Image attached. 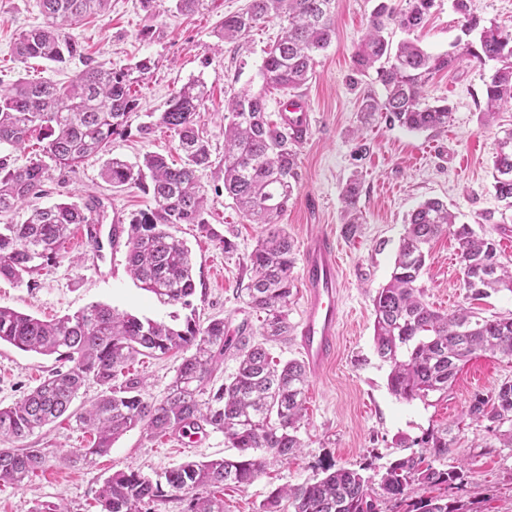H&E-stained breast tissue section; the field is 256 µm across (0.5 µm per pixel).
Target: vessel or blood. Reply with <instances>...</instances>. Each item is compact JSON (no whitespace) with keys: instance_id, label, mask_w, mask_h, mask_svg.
<instances>
[{"instance_id":"1","label":"vessel or blood","mask_w":512,"mask_h":512,"mask_svg":"<svg viewBox=\"0 0 512 512\" xmlns=\"http://www.w3.org/2000/svg\"><path fill=\"white\" fill-rule=\"evenodd\" d=\"M340 256L334 235L312 238L304 252L301 279L304 310L298 325V344L309 369L319 371L334 355L342 320L338 273Z\"/></svg>"}]
</instances>
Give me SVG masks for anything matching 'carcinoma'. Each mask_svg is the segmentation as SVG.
Here are the masks:
<instances>
[{"label": "carcinoma", "instance_id": "carcinoma-1", "mask_svg": "<svg viewBox=\"0 0 512 512\" xmlns=\"http://www.w3.org/2000/svg\"><path fill=\"white\" fill-rule=\"evenodd\" d=\"M434 0H378L353 55L358 71L376 68L384 96H362L360 121L366 125L381 116L409 131H445L447 102L425 104L423 89L429 76L453 68L463 57L480 65L498 66L484 80V122L512 104V30L494 22L484 24L470 0H455L461 30L479 31L476 42L454 45L434 55L405 40L397 49L387 37L389 26L412 32L424 23ZM333 0H250L249 6L224 17L216 36L220 41L242 40L272 16L287 18L285 35L266 52L263 81L279 90H295L313 75L315 55L329 47L335 35ZM109 0H41L45 26L22 32L14 42L15 58L25 63L42 59L62 64L82 55L70 29L81 20L106 11ZM211 0H175V9L203 13ZM154 63L145 58L129 68L113 69L102 63L86 64L77 80L58 85L49 80H21L8 89L0 86V146L15 149L31 138L42 143L43 156L73 168L90 156H103L102 177L114 188L151 181L155 208L134 219L127 233V265L139 288L164 304L192 307L196 291L191 251L170 234L169 224H194L208 235L205 197L200 174L212 166V150L200 135L197 117L209 98L205 83L194 80L173 94L168 108L158 113L177 142L181 164L158 153H146L131 165L108 156L112 136L126 126L137 108L133 86L149 78ZM224 193L261 235L250 254L252 271L246 287L247 305L264 314L259 333L232 338L224 319L203 326L190 312L179 326L118 313L111 306L93 303L73 315L46 321L8 307H0V343L43 355H59L70 363L44 379L35 389L6 408H0V441H22L38 428L60 418L86 382L101 392L82 411H70L76 422L92 428L96 439L78 456L91 462L112 448V441L141 426L152 436L184 433L208 426L224 434L237 450L230 457L188 460L164 472L160 479L135 470L109 476L98 490L101 512H142V506L165 500L166 493L187 500L186 512H224V501L204 490L226 485L252 484L270 462L294 456L303 442L298 436L306 416L305 363L283 364L271 357L269 343L288 337V307L293 294L296 250L280 224L300 183L297 144L300 136L272 124L266 97L243 91L225 105ZM494 189L498 199L512 207V132L499 143L494 159ZM47 166L32 159L22 166L0 161V213H7L37 194L46 180ZM360 183L351 177L342 194L345 232L354 235L362 224L358 207ZM100 205L61 200L35 207L22 224H0V277L22 281L56 261L71 226L99 221ZM452 234L463 286L469 297L490 293L512 294V268L499 260L494 240L478 236L468 224L437 200L420 204L410 215L395 256L389 281L373 297L374 346L391 366L388 387L406 401L448 392L460 364L476 352L512 359V317L488 318L467 307L448 313L433 310L421 298L418 280L426 269L431 242ZM183 353L177 374L160 400L143 397L146 383L125 377V367L139 355ZM231 352L238 366L215 387L212 376ZM469 419L486 423L500 447L512 448V380L491 394L476 395L468 405ZM450 428L431 429L400 446H420L421 452L395 458L381 474L378 489L373 477L361 470L323 467V476L273 493L263 512H280L283 499L293 512H381V502L403 500L421 492L411 512H459L447 492L462 479L465 460L448 468L434 463L448 457ZM46 464L42 448H1L0 484L23 489Z\"/></svg>", "mask_w": 512, "mask_h": 512}]
</instances>
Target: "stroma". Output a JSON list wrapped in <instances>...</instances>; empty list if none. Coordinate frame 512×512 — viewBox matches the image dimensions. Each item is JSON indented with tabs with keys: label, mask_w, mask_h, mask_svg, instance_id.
Listing matches in <instances>:
<instances>
[{
	"label": "stroma",
	"mask_w": 512,
	"mask_h": 512,
	"mask_svg": "<svg viewBox=\"0 0 512 512\" xmlns=\"http://www.w3.org/2000/svg\"><path fill=\"white\" fill-rule=\"evenodd\" d=\"M453 3L434 0L425 26L416 31L427 52H446L462 38ZM245 4L246 0H213L205 13L181 15L174 10L173 0H156L152 12L143 10L140 0H110L104 15L86 18L72 29L84 48L83 57L64 64L40 59L22 64L13 57V43L22 31L45 24L40 0H0V81L4 84L21 78L66 84L88 59L116 69L146 57L155 61L153 73L137 89L136 111L110 144L111 156L129 164H136L147 152L178 162L176 141L169 130L158 125L145 133L141 127L149 113L166 109L183 84L194 79L206 83L210 99L200 111L198 125L211 144L214 163L201 174L205 218L233 242L234 249L224 251L218 242L202 237L193 224H173L169 231L184 239L192 251L197 281L192 304L200 323L219 317L232 332L245 322L255 331L262 324L260 315L245 303L249 257L260 228L249 223L224 192V101L243 90L261 89L265 53L287 26L285 19L274 16L246 39L218 43L219 21ZM375 5L376 0H335L336 37L317 56L312 78L297 92L307 103L312 125L297 146L299 189L281 218L299 251L313 234L336 233L344 310L336 357L322 373L308 376L306 421L299 430L304 443L301 452L288 461L269 464L247 487L229 485L219 490L224 512H262L263 503L276 489L319 478L322 466L328 464L367 465L372 474H382L402 453L399 439L445 426L450 429L449 461L464 453L473 460L465 488L451 493L460 502L461 512H512V448L501 447L492 433L466 415L475 395L490 394L512 380V360L475 354L461 367L447 393L405 401L389 390L390 367L377 356L373 342V296L389 280L404 224L421 202L438 199L447 204L458 223L494 239L501 262L512 265V209L504 208L493 188V157L499 139L512 131V108L499 112L492 125H483V79L491 68L464 59L452 70L433 75L425 87L426 100H448L452 114L447 130L409 131L381 118L369 129L358 130L361 93H384L375 70L360 73L352 63ZM102 165V158L93 156L73 170L50 167L42 193L33 203L79 202L94 194L102 204L104 224L124 227L154 209L151 193L142 187L120 189L106 183ZM354 175L361 182L363 224L350 236L340 220L341 193ZM85 252L70 238L60 259L39 273L21 282L0 278V306L42 320L58 319L93 303L167 323L186 316V309L162 304L135 284L127 271L126 246L113 251L112 272L107 276L88 266ZM419 284L426 303L438 311L464 306L483 317L512 314L511 295L469 298L457 243L449 234L434 242ZM180 362L177 355L141 356L127 372L145 378L143 396L155 401L166 395ZM64 366L57 356L0 344V407L13 404ZM93 438L90 429L62 418L23 440V447L46 449L49 461L29 489L0 485V512H34L42 502L65 503L71 512H100L97 491L116 471L132 468L155 479L183 461L231 453L219 432H200L182 446L170 437H150L137 427L116 439L110 452L93 463L74 459L73 451L88 447Z\"/></svg>",
	"instance_id": "1"
}]
</instances>
